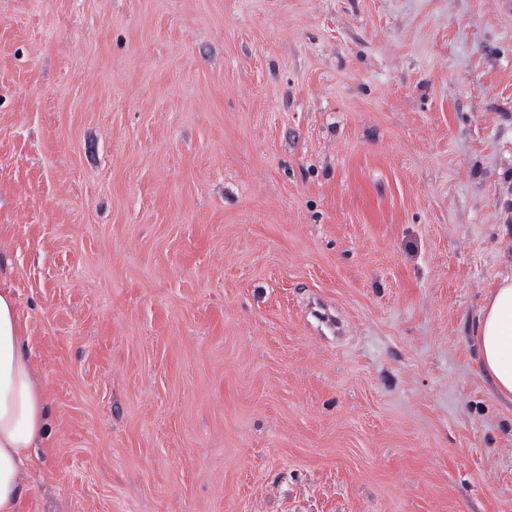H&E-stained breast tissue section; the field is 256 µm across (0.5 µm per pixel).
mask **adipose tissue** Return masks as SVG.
I'll list each match as a JSON object with an SVG mask.
<instances>
[{
	"label": "adipose tissue",
	"mask_w": 512,
	"mask_h": 512,
	"mask_svg": "<svg viewBox=\"0 0 512 512\" xmlns=\"http://www.w3.org/2000/svg\"><path fill=\"white\" fill-rule=\"evenodd\" d=\"M482 373L498 395L512 400V277L499 281L483 304L475 329ZM14 296L0 290V512H16L32 448L47 430L46 403L36 382Z\"/></svg>",
	"instance_id": "1"
}]
</instances>
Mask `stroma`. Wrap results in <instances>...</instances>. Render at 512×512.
<instances>
[{
  "label": "stroma",
  "instance_id": "1",
  "mask_svg": "<svg viewBox=\"0 0 512 512\" xmlns=\"http://www.w3.org/2000/svg\"><path fill=\"white\" fill-rule=\"evenodd\" d=\"M507 276L512 0H0L17 512H512ZM482 373L512 402V277L499 281L483 304L475 329ZM10 289L0 290V511L17 512L31 448L47 430L46 403L36 382Z\"/></svg>",
  "mask_w": 512,
  "mask_h": 512
}]
</instances>
